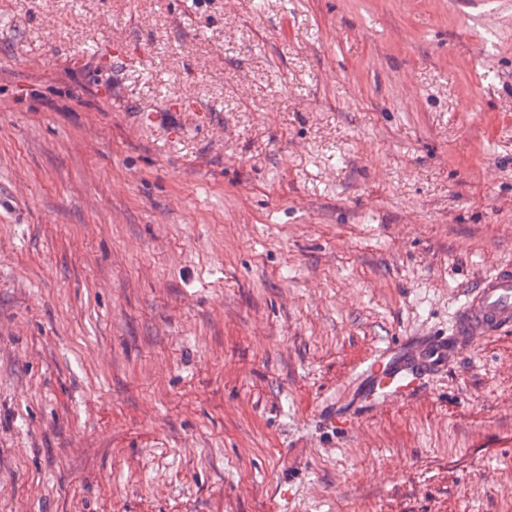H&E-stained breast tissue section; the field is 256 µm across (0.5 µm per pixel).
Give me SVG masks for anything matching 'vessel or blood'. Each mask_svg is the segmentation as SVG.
Returning <instances> with one entry per match:
<instances>
[{
    "instance_id": "b4317fda",
    "label": "vessel or blood",
    "mask_w": 512,
    "mask_h": 512,
    "mask_svg": "<svg viewBox=\"0 0 512 512\" xmlns=\"http://www.w3.org/2000/svg\"><path fill=\"white\" fill-rule=\"evenodd\" d=\"M512 331V264L483 277L454 317L451 335L402 338L377 350L355 372L357 408L374 410L419 396L427 383L473 346Z\"/></svg>"
}]
</instances>
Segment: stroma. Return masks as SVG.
I'll return each instance as SVG.
<instances>
[{"mask_svg": "<svg viewBox=\"0 0 512 512\" xmlns=\"http://www.w3.org/2000/svg\"><path fill=\"white\" fill-rule=\"evenodd\" d=\"M509 262L512 0H0V512H512ZM512 331V264L496 266L471 288L451 335L402 338L377 350L355 372V406L374 410L419 396L426 384L473 346Z\"/></svg>", "mask_w": 512, "mask_h": 512, "instance_id": "1", "label": "stroma"}]
</instances>
